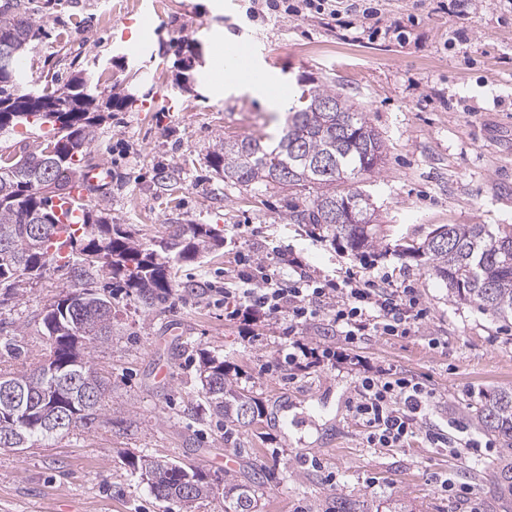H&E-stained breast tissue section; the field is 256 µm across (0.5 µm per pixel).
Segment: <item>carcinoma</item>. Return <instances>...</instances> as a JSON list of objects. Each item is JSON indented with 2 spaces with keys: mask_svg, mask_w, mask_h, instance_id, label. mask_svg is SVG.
<instances>
[{
  "mask_svg": "<svg viewBox=\"0 0 512 512\" xmlns=\"http://www.w3.org/2000/svg\"><path fill=\"white\" fill-rule=\"evenodd\" d=\"M33 21L0 8V52L12 53L11 68L0 70V133L18 126L49 125L53 136L32 149L0 154V306L8 305L21 288L50 276L60 258L57 242L60 219L52 201L85 184L92 169L88 149L98 137L105 114L133 104L128 94L113 91L101 98L94 80L76 73L65 84L67 111L56 112L59 90L37 88L16 66L32 38ZM40 159L54 170L56 191L47 192ZM385 145L363 112L327 84H310L288 109L275 141L259 138L218 139L208 154L216 176L245 190L270 185L290 190L319 189L305 206L290 205L289 218L313 230L339 238L356 252L375 246L368 199L353 188L354 181L383 167ZM87 186L79 235L67 253L73 285L44 305L42 335L49 350L35 368L3 371L0 378L25 397L27 416L17 417L0 401V448H32L77 429L92 431L105 417V379L86 357L95 343L112 339L116 316L112 296L98 289V278L119 283L146 307L165 299L174 288L175 265L213 253L223 239L208 224L189 221L167 236L142 242L125 224L112 222ZM406 251L426 257L433 275L448 287L449 296L473 305L498 321L512 324V228L498 232L484 224H441ZM202 393L209 410L224 424L246 426L263 416L261 408L230 377L224 361L205 354L199 363ZM484 431L512 456V389L489 393L478 411ZM151 491L161 500L184 508L218 493V485L198 467L151 457L131 461ZM258 470L241 483L224 480V512H257L256 495L264 484Z\"/></svg>",
  "mask_w": 512,
  "mask_h": 512,
  "instance_id": "carcinoma-1",
  "label": "carcinoma"
}]
</instances>
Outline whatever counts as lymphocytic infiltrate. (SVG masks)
Masks as SVG:
<instances>
[{
    "mask_svg": "<svg viewBox=\"0 0 512 512\" xmlns=\"http://www.w3.org/2000/svg\"><path fill=\"white\" fill-rule=\"evenodd\" d=\"M237 278L239 287L224 291L226 316L245 321L258 315L287 320L292 340L280 360L288 364L303 357L317 362L335 359L331 348L309 350L296 338L297 331L320 314H327L351 345L365 336L410 335L428 316L414 289L395 287L382 272L365 276L351 272L322 287L308 276L287 278L269 264L259 263L239 271ZM432 398L422 383L383 368L358 380L350 411L365 424V441L371 448L396 447L420 430L435 444L446 442V430L467 431V424L456 418L444 430L428 423Z\"/></svg>",
    "mask_w": 512,
    "mask_h": 512,
    "instance_id": "f902f5d3",
    "label": "lymphocytic infiltrate"
}]
</instances>
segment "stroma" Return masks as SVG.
<instances>
[{
  "label": "stroma",
  "mask_w": 512,
  "mask_h": 512,
  "mask_svg": "<svg viewBox=\"0 0 512 512\" xmlns=\"http://www.w3.org/2000/svg\"><path fill=\"white\" fill-rule=\"evenodd\" d=\"M21 0L35 23L24 73L37 87H62L75 72L134 97L113 113L92 144L105 178L98 201L115 223L141 240L189 221L224 238L219 251L176 267L180 288L145 307L113 291L116 326L90 350L107 382L106 421L94 432L23 453L0 450V512H185L156 499L130 465L142 456L201 468L223 481L225 456L235 477L244 468L268 473L259 512H512V494L485 465L499 444L475 428L483 392L512 388V324L454 302L426 259L403 254L440 224L512 225V0H377L382 24L399 22L405 43L358 40L332 18L252 15V0ZM152 30L130 42L140 14ZM466 31L470 44L453 42ZM247 42L277 86L298 95L305 81L335 85L380 133L387 162L357 184L374 210L379 246L373 256L311 233L288 218L291 201L310 203L315 190L271 187L254 193L221 181L206 160L216 140L275 135L272 112L236 87L218 84L215 42ZM201 58L192 91H180L178 61ZM270 261L291 274L325 281L373 267L394 282L411 280L430 310L409 336H367L346 345L327 317L305 325L307 347H331L338 363L277 367L287 342L283 323H249L224 315L220 287H235L240 258ZM70 283L68 267L25 289L0 309V336L21 340L31 355L45 351L40 312ZM224 359L240 386L275 424L225 429L201 393L199 355ZM164 360L169 382L154 375ZM392 367L434 394L431 421L470 423L484 443L482 464L431 447L414 436L400 448H371L349 410L359 374ZM469 483L468 500L441 492L438 481Z\"/></svg>",
  "instance_id": "1"
}]
</instances>
